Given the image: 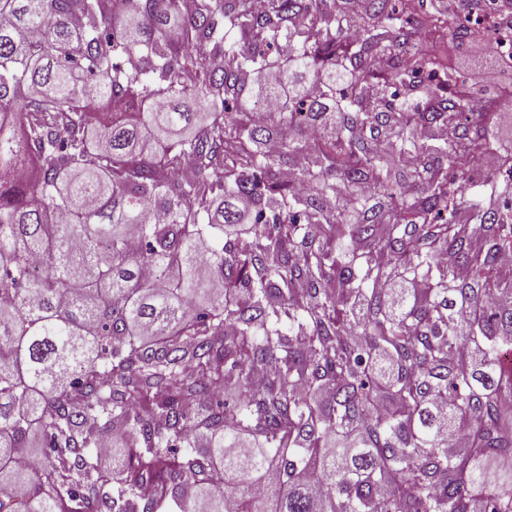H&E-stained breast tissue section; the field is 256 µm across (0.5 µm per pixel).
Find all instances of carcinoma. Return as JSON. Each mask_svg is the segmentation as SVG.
<instances>
[{"mask_svg":"<svg viewBox=\"0 0 512 512\" xmlns=\"http://www.w3.org/2000/svg\"><path fill=\"white\" fill-rule=\"evenodd\" d=\"M370 2L331 31L317 0H0V512H512V214L467 198L473 92L416 42L472 38L485 0ZM283 40L296 94L258 124ZM318 122L301 194L265 146ZM484 182L511 197L512 164ZM395 268L419 293L376 288Z\"/></svg>","mask_w":512,"mask_h":512,"instance_id":"obj_1","label":"carcinoma"}]
</instances>
